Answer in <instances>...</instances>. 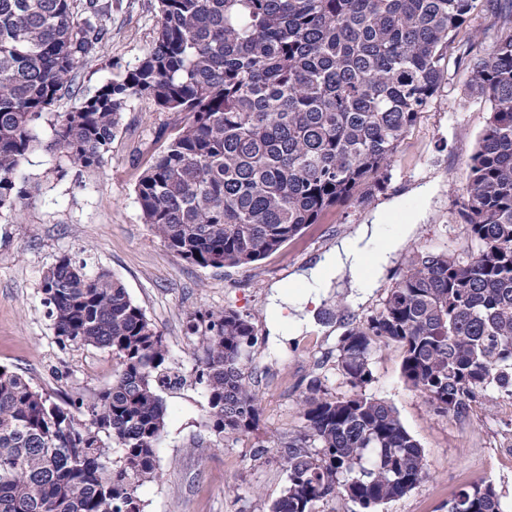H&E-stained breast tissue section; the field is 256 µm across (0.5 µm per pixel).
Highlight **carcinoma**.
Returning a JSON list of instances; mask_svg holds the SVG:
<instances>
[{
  "label": "carcinoma",
  "mask_w": 512,
  "mask_h": 512,
  "mask_svg": "<svg viewBox=\"0 0 512 512\" xmlns=\"http://www.w3.org/2000/svg\"><path fill=\"white\" fill-rule=\"evenodd\" d=\"M0 0V209L25 195L33 124L75 92L77 69L108 43L112 0ZM143 59L82 106L57 115L53 147L95 167L121 112L145 97L189 123L140 175L144 223L184 261L252 265L363 185L382 192L405 132L443 80V52L475 13L512 0H158ZM470 88L491 104L470 157L460 217L471 251L415 252L382 308L338 345L352 393L310 383L306 431L288 441L287 480L268 512H317L342 497L375 512L429 478L396 409L365 391L377 347L403 349L401 377L440 416L463 417L495 390L512 398V37L470 61ZM53 329L70 347L112 351V386L63 408L0 369V512H144L138 490L160 478L173 383L160 331L121 283L62 258L41 277ZM196 382L217 434L259 420L247 366L257 344L232 309L194 313ZM448 512H502L490 482L461 488Z\"/></svg>",
  "instance_id": "carcinoma-1"
}]
</instances>
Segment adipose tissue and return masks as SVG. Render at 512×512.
Returning <instances> with one entry per match:
<instances>
[{"label":"adipose tissue","mask_w":512,"mask_h":512,"mask_svg":"<svg viewBox=\"0 0 512 512\" xmlns=\"http://www.w3.org/2000/svg\"><path fill=\"white\" fill-rule=\"evenodd\" d=\"M416 229L413 223L402 225L397 235L379 245L375 242L376 224L359 225L350 239L341 241L323 259L296 276L297 290L273 287L268 300L269 311L277 313L283 306H291L303 314L302 319L295 322V330L310 328L311 321L304 314L307 304L327 296L345 273L349 274L358 298H365L378 287L386 268Z\"/></svg>","instance_id":"obj_1"}]
</instances>
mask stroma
I'll list each match as a JSON object with an SVG mask.
<instances>
[{
	"label": "stroma",
	"mask_w": 512,
	"mask_h": 512,
	"mask_svg": "<svg viewBox=\"0 0 512 512\" xmlns=\"http://www.w3.org/2000/svg\"><path fill=\"white\" fill-rule=\"evenodd\" d=\"M159 19L157 0H122L112 12L111 40L78 71L76 93L34 123L36 146L19 175L28 194L13 208L0 209V366L60 402H89L111 387V352L62 346L40 291L43 272L64 256L88 273L109 272L163 334L172 371L182 379L162 392L167 418L157 450L161 478L140 488L144 512H267L286 483V443L305 429L299 402L310 382L319 380L335 397L350 391L336 371L337 345L347 327L365 323L381 308L412 252L450 249L467 255L470 241L458 202L490 104L468 93L469 62L460 46L470 39L460 33L448 45L437 96L398 146L385 192L366 204L351 201L324 211L256 264L203 268L167 249L145 224L135 192L143 170L186 123L185 114L130 100L97 167H82L51 147L57 115L75 111L85 97L138 64ZM423 187L428 195H420ZM392 201L397 209L385 212ZM378 212L384 215V237L398 225L419 224L379 288L357 305L348 283H337L328 299L307 306L315 328L275 345L267 320L271 286L292 287L293 273ZM224 309L247 316L258 337L248 372L260 401L259 422L235 436L216 434L207 425V396L194 381L197 339L187 331L190 313ZM401 362L397 345L377 351L367 391L395 407L420 443L431 476L377 512H448L455 492L481 481L492 482L503 512H512V399L493 392L467 417H440L421 392L404 383Z\"/></svg>",
	"instance_id": "obj_1"
}]
</instances>
